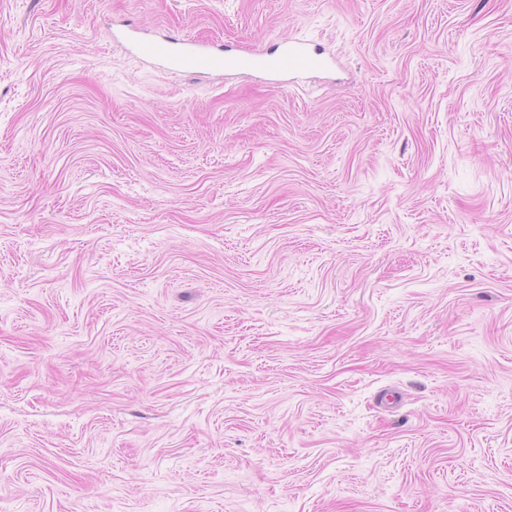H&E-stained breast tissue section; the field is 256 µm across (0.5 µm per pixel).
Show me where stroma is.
Here are the masks:
<instances>
[{
    "label": "stroma",
    "instance_id": "1",
    "mask_svg": "<svg viewBox=\"0 0 512 512\" xmlns=\"http://www.w3.org/2000/svg\"><path fill=\"white\" fill-rule=\"evenodd\" d=\"M0 512H512V0H0ZM137 52L145 59L164 61L182 72L250 74L268 72L281 76L296 73L322 72L331 58L312 50L301 39L282 38L267 52L233 53L206 49L190 39L165 37L138 39Z\"/></svg>",
    "mask_w": 512,
    "mask_h": 512
}]
</instances>
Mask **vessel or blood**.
<instances>
[{
    "instance_id": "b4317fda",
    "label": "vessel or blood",
    "mask_w": 512,
    "mask_h": 512,
    "mask_svg": "<svg viewBox=\"0 0 512 512\" xmlns=\"http://www.w3.org/2000/svg\"><path fill=\"white\" fill-rule=\"evenodd\" d=\"M137 52L145 59L160 60L182 72L250 74L268 72L281 76L321 72L331 62L323 52L313 50L297 38H283L267 52L233 53L206 49L190 39L165 37L140 39Z\"/></svg>"
}]
</instances>
